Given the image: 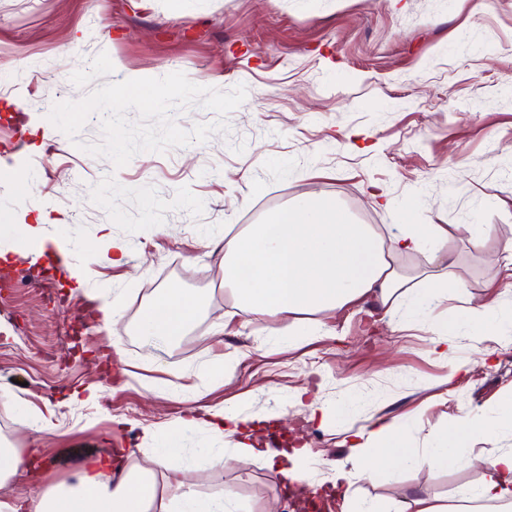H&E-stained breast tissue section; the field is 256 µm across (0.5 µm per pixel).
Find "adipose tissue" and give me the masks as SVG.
I'll list each match as a JSON object with an SVG mask.
<instances>
[{"label":"adipose tissue","mask_w":512,"mask_h":512,"mask_svg":"<svg viewBox=\"0 0 512 512\" xmlns=\"http://www.w3.org/2000/svg\"><path fill=\"white\" fill-rule=\"evenodd\" d=\"M447 226L415 224L382 247L376 226L355 223L332 200L300 199L274 213L267 221L248 225L224 245L220 263L224 282L237 306L249 313H340L347 305L375 294L385 311L418 283L443 285L439 271L448 252ZM430 243L433 265L408 273L397 265L399 254ZM201 298L180 288L165 289L145 311L141 327L147 338L177 342L197 321ZM507 322L494 305L467 307L465 315L449 314L435 325L433 351L447 356L451 337L468 329L495 334ZM495 427L462 416L453 426L447 445L415 448L403 437L398 421L378 424L368 435H353L351 449L374 461L367 475L376 480L397 470L451 465L474 437L491 438ZM480 487L463 490L461 512H512V448L492 449L484 458ZM171 468L168 453L154 455L148 464H119L98 472L95 464L83 467L75 483L61 484L32 500L19 494L0 501V512H238L231 493L201 500L181 490L179 483L158 482L156 475Z\"/></svg>","instance_id":"1"}]
</instances>
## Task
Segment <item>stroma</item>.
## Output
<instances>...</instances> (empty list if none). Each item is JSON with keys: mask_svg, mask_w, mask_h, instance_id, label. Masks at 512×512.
Instances as JSON below:
<instances>
[{"mask_svg": "<svg viewBox=\"0 0 512 512\" xmlns=\"http://www.w3.org/2000/svg\"><path fill=\"white\" fill-rule=\"evenodd\" d=\"M184 73L245 101L227 132L141 152L124 167L81 151L101 142L100 115L76 138L48 119L54 103L109 82ZM27 171L28 194L5 173ZM335 199L384 238L414 224H460L457 264L428 300L394 312L374 295L330 315H253L224 285V244L304 198ZM63 215L26 239L20 209ZM475 232H466V225ZM126 244L113 259L102 228ZM512 0H0V440L36 457L15 482L39 497L125 436L136 459L176 444L173 475L199 495L232 491L240 512L285 506L290 489L265 462L205 467L216 439L187 426L189 409L252 419L264 443L302 448L296 468L314 490L352 473V501L404 512L418 495L454 502L480 485L488 447L512 448V331L456 337L432 351L433 325L459 295L512 311ZM57 241L73 289L42 249ZM97 247L90 255L89 247ZM198 294L202 312L172 345H152L141 317L164 289ZM114 321L82 319L99 298ZM231 362L232 382L197 370ZM95 402H85L87 390ZM470 414L501 422L448 468L372 481L347 433L397 417L414 447L446 438Z\"/></svg>", "mask_w": 512, "mask_h": 512, "instance_id": "obj_1", "label": "stroma"}]
</instances>
